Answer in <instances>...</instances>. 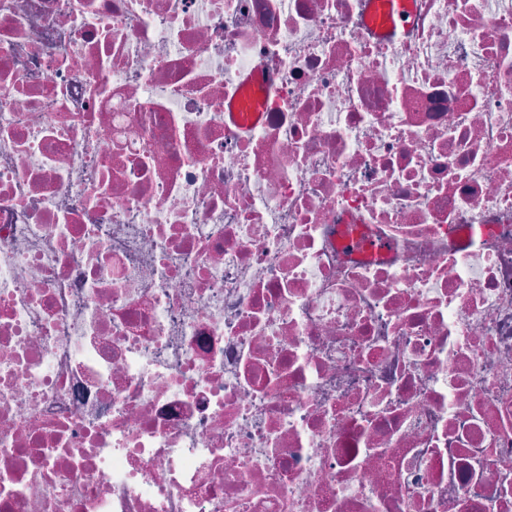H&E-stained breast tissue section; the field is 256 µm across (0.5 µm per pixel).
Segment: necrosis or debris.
<instances>
[{
    "label": "necrosis or debris",
    "instance_id": "necrosis-or-debris-1",
    "mask_svg": "<svg viewBox=\"0 0 512 512\" xmlns=\"http://www.w3.org/2000/svg\"><path fill=\"white\" fill-rule=\"evenodd\" d=\"M0 0V512H512V0Z\"/></svg>",
    "mask_w": 512,
    "mask_h": 512
}]
</instances>
